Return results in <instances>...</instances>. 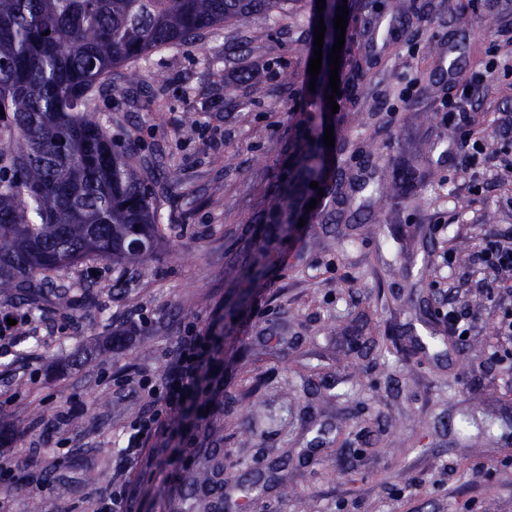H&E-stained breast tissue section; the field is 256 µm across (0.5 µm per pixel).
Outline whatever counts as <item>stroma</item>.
<instances>
[{
	"mask_svg": "<svg viewBox=\"0 0 512 512\" xmlns=\"http://www.w3.org/2000/svg\"><path fill=\"white\" fill-rule=\"evenodd\" d=\"M349 3L329 163L341 189L250 288L239 270L313 110L309 0H290L274 24L221 25L153 51L138 86L112 77L99 102L110 136L154 161L150 181L168 167L177 180L156 257L129 268L122 293L98 259L58 271L67 310L50 294L0 293V311L30 317L0 355L11 512H96L120 467L111 437L146 403L140 373L164 374L194 329L224 353L178 469L222 460L224 490L246 512H512V359L471 365L445 318L451 289L478 279L471 335L496 331L499 281L474 257L512 232V0H402L397 14L391 0ZM465 88L467 111L448 115L444 101ZM472 125L487 138L467 170L460 132ZM381 183L394 197L374 195ZM364 313L401 354L360 359L349 386L336 356ZM132 488V512L188 506L178 479Z\"/></svg>",
	"mask_w": 512,
	"mask_h": 512,
	"instance_id": "obj_1",
	"label": "stroma"
}]
</instances>
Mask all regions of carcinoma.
<instances>
[{"label":"carcinoma","mask_w":512,"mask_h":512,"mask_svg":"<svg viewBox=\"0 0 512 512\" xmlns=\"http://www.w3.org/2000/svg\"><path fill=\"white\" fill-rule=\"evenodd\" d=\"M290 0H0V293L27 298L48 290L70 305L50 273L87 258L110 259L124 270L151 259L159 204L144 162L131 161L100 121L98 100L113 72L161 46L233 22L261 23ZM326 111V73L315 83ZM294 161L270 196L273 224L240 271L261 280L272 243L299 223L316 181L325 182L328 157L321 126L309 117L293 144ZM377 357L391 353L384 337L357 329L355 344L338 358L353 372L351 353L366 344ZM196 470L183 475L194 503L189 512H219Z\"/></svg>","instance_id":"carcinoma-1"}]
</instances>
